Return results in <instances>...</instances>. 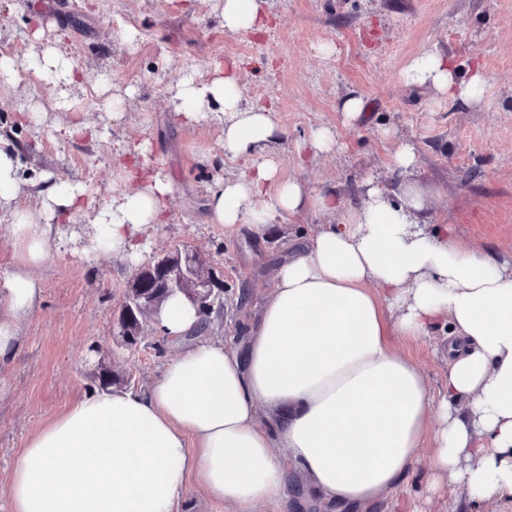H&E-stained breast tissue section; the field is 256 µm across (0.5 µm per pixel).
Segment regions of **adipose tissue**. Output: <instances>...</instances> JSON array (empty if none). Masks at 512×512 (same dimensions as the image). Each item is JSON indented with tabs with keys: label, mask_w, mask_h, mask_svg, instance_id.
Instances as JSON below:
<instances>
[{
	"label": "adipose tissue",
	"mask_w": 512,
	"mask_h": 512,
	"mask_svg": "<svg viewBox=\"0 0 512 512\" xmlns=\"http://www.w3.org/2000/svg\"><path fill=\"white\" fill-rule=\"evenodd\" d=\"M224 28L265 30L263 0H224ZM31 72L50 88L77 81V67L56 49L29 54L22 67L0 65V79ZM240 64L215 62L206 78L179 84L184 125L222 109L220 146L230 160L251 159L243 176L217 183L208 206L217 223L249 224L264 237L270 212L305 208L340 220L295 245L278 268L245 352L198 342L172 358L138 391L87 392L31 435L0 488L10 512H179L187 475L212 498L253 512L277 501L296 470L321 504L366 512L402 476L428 459L433 484H462L466 512L512 502V264L461 240L452 225L418 226L421 190L402 204L365 182L357 205L280 178L272 160H254L283 129L270 109L247 107ZM465 105L479 101L480 70L460 74L436 52L403 72ZM149 142L126 147L117 177L126 188L95 214L91 248L138 260L144 226L164 221L167 178L150 170ZM33 191L35 209L17 207ZM86 188L52 174L24 182L19 159L0 140V215L8 217V271L0 280V363L16 348L37 308L33 275L54 248L53 223L80 213ZM200 316L170 298L157 321L180 338ZM446 327L448 363L431 389L401 342ZM270 424H261L260 412Z\"/></svg>",
	"instance_id": "1"
}]
</instances>
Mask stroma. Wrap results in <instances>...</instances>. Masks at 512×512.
<instances>
[{"instance_id": "35a3bbf8", "label": "stroma", "mask_w": 512, "mask_h": 512, "mask_svg": "<svg viewBox=\"0 0 512 512\" xmlns=\"http://www.w3.org/2000/svg\"><path fill=\"white\" fill-rule=\"evenodd\" d=\"M54 2L0 0V44L27 54L58 47L84 82L63 99L25 71L0 83V136L17 146L23 178L48 172L84 183L87 194L69 228L54 227L63 246L36 270L40 304L22 324L13 358L0 365V483L28 437L89 390L93 345L111 349L135 390L181 346L152 322L141 344L121 346L118 310L137 265L89 249L90 218L125 188L114 174L125 144L150 141L151 166L173 187L165 223L143 233L148 256L188 246L224 281V313L206 339L242 347L290 247L336 222L313 209L275 213L256 240L248 225L230 230L213 220L209 189L243 168L223 159L213 123L183 126L174 99L180 77L205 75L212 61L241 59L245 104L273 107L287 130L257 152L275 159L282 178L343 207L358 201L369 177L395 195L417 184L423 224L453 225L474 248L512 262V0H266L269 29L259 36L225 30L224 0H69L63 14ZM425 51L464 71L479 65L481 101L463 105L430 86H405L402 70ZM351 96L362 108L348 121L341 103ZM30 111L41 113L39 127L24 120ZM83 124L107 127L108 138L73 135ZM320 127L333 131L335 148L299 159L298 144ZM403 145L416 153L405 173L391 164ZM243 288L250 303L242 308ZM444 335L440 328L405 346L434 387L444 373ZM465 497L461 488L432 490L422 461L371 512H459Z\"/></svg>"}]
</instances>
